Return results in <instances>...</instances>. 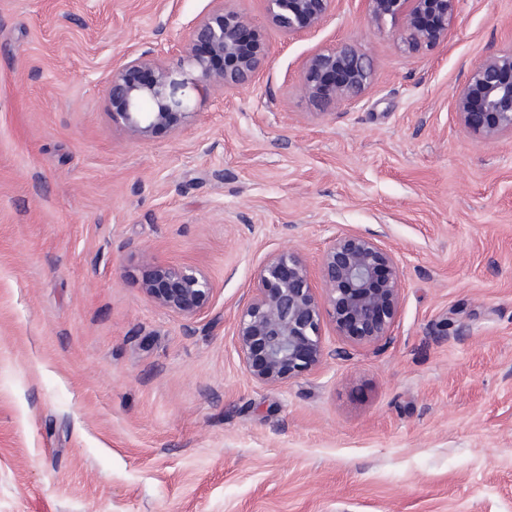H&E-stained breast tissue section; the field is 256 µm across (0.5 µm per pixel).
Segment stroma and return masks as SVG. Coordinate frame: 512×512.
<instances>
[{"mask_svg":"<svg viewBox=\"0 0 512 512\" xmlns=\"http://www.w3.org/2000/svg\"><path fill=\"white\" fill-rule=\"evenodd\" d=\"M228 6L266 71L135 141L113 64L175 60L213 0H0V512H512V135L454 108L512 0H461L418 52L361 0L292 37ZM344 44L374 81L318 113L301 63ZM340 234L403 261L389 336L325 320L322 365L259 385L235 332L260 267L318 270ZM157 261L211 277L204 313L147 298Z\"/></svg>","mask_w":512,"mask_h":512,"instance_id":"35a3bbf8","label":"stroma"}]
</instances>
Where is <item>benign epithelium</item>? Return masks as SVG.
Masks as SVG:
<instances>
[{"instance_id":"benign-epithelium-1","label":"benign epithelium","mask_w":512,"mask_h":512,"mask_svg":"<svg viewBox=\"0 0 512 512\" xmlns=\"http://www.w3.org/2000/svg\"><path fill=\"white\" fill-rule=\"evenodd\" d=\"M362 2L373 25L391 22L412 49L446 42L459 7V0ZM264 3L269 25L288 36L317 29L336 7V0ZM250 33L246 13L220 6L193 27L175 64L151 50L121 58L107 84L112 117L137 141L159 130H179L193 114L196 98L214 88L248 86L264 73L269 64L264 43L242 51ZM373 78L372 63L346 45L309 54L299 90L327 111L338 101L359 102ZM455 112L479 140L512 133V48L487 56L470 71ZM402 277L400 260L365 235L333 238L315 275L298 253H276L261 266L257 286L238 314L236 348L243 366L263 386L282 385L319 366L328 355L322 335L326 313L343 336L364 343L383 339L398 313ZM142 289L152 302L187 320L203 313L213 294L208 276L190 265L156 264Z\"/></svg>"}]
</instances>
